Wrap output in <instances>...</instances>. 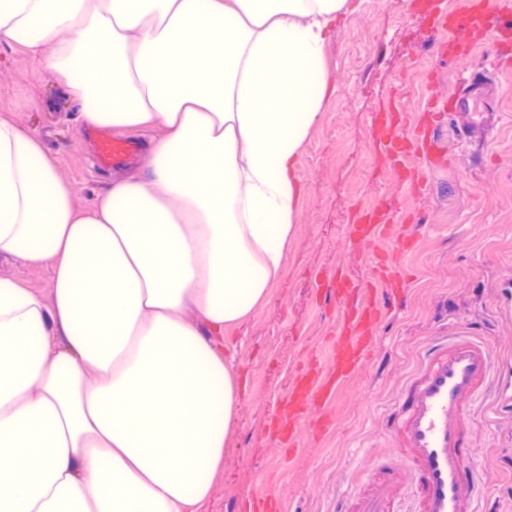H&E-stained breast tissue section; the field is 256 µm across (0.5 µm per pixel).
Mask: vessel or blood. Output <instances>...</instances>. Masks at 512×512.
Listing matches in <instances>:
<instances>
[{
  "instance_id": "1",
  "label": "vessel or blood",
  "mask_w": 512,
  "mask_h": 512,
  "mask_svg": "<svg viewBox=\"0 0 512 512\" xmlns=\"http://www.w3.org/2000/svg\"><path fill=\"white\" fill-rule=\"evenodd\" d=\"M511 14L512 0H463L457 9L448 8L445 0H432L429 35L453 59L467 53L471 43L495 42L512 34V27L502 22ZM460 31L467 33V40L457 39ZM467 83V89L451 103V111L469 110L483 97L482 76L468 77ZM393 130V123H381L374 143L377 150L401 157L418 151V136L400 137ZM133 150L130 141L108 135L100 140V159L106 165ZM383 311L381 302L370 300L343 314L330 363L293 390L289 444H297L305 423L325 428L326 416L320 408L371 357L370 327ZM492 373L493 352L486 342L459 331L437 339L400 389L388 419V430L400 448V463L381 466L376 489L355 497L348 512H391L397 498L411 501L407 512H476L480 489L472 466L470 405L488 390Z\"/></svg>"
}]
</instances>
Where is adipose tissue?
Masks as SVG:
<instances>
[{"label":"adipose tissue","mask_w":512,"mask_h":512,"mask_svg":"<svg viewBox=\"0 0 512 512\" xmlns=\"http://www.w3.org/2000/svg\"><path fill=\"white\" fill-rule=\"evenodd\" d=\"M363 0H0L81 129L163 127L147 169L74 202L0 118V512H200L240 380L224 330L279 277L321 116L319 66ZM0 275L20 281L28 288L47 293L50 287V272L47 269L31 270L24 267L1 262Z\"/></svg>","instance_id":"1"}]
</instances>
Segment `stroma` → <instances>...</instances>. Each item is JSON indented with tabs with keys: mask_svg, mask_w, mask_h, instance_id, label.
<instances>
[{
	"mask_svg": "<svg viewBox=\"0 0 512 512\" xmlns=\"http://www.w3.org/2000/svg\"><path fill=\"white\" fill-rule=\"evenodd\" d=\"M418 0H364L361 13L337 31L324 54L332 92L298 156L304 199L284 267L267 303L226 330L244 391L238 426L213 479L205 512H245L265 497L271 512H336L351 489L364 492L370 467L392 450L385 415L432 337L451 325L484 337L500 385L473 426L487 512H512V66L488 80L469 112H445L461 93L460 78L512 44L476 45L448 61L424 50L428 24ZM395 102L402 134L427 132L447 147V160L400 161L373 150V116ZM75 109L53 78L22 48L0 51V117L38 136L76 202L86 206L110 179L97 167L96 134L77 127ZM385 211L401 233L424 231L413 247L398 240L352 236L365 208ZM403 272L390 306L373 326L372 359L342 386L327 409L323 435L275 420L299 378L322 368L345 307L372 298L376 253ZM352 286L336 294L337 280Z\"/></svg>",
	"mask_w": 512,
	"mask_h": 512,
	"instance_id": "stroma-1",
	"label": "stroma"
}]
</instances>
